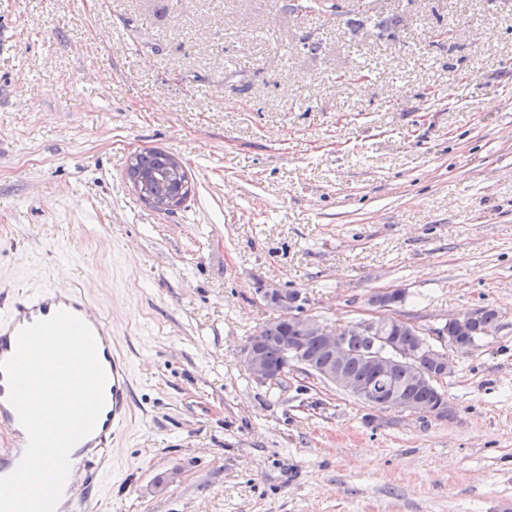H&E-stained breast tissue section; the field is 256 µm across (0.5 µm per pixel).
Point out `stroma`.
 Segmentation results:
<instances>
[{"label": "stroma", "mask_w": 512, "mask_h": 512, "mask_svg": "<svg viewBox=\"0 0 512 512\" xmlns=\"http://www.w3.org/2000/svg\"><path fill=\"white\" fill-rule=\"evenodd\" d=\"M286 2L0 0V293L81 287L134 369L96 512H512V0H360L390 39ZM144 149L184 165L173 212ZM263 288L336 327L402 289L451 416L257 385ZM133 167L146 180L144 195H139L148 206L157 210L165 200L170 198L177 189V185L169 173L172 172L173 155L162 150L148 149L135 153L132 158ZM480 309L481 307L475 308L464 316L455 319H457L461 326L474 323L479 317ZM497 319L498 311L495 308L491 306H483L481 309L479 325L469 326L466 330H461L455 325L446 322L443 328L445 329L450 341L457 343L459 348L469 349L476 345V341L480 337L488 334L486 331H490L495 326Z\"/></svg>", "instance_id": "1"}]
</instances>
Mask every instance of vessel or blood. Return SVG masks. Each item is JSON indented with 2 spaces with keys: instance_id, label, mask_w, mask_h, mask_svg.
Returning a JSON list of instances; mask_svg holds the SVG:
<instances>
[{
  "instance_id": "1",
  "label": "vessel or blood",
  "mask_w": 512,
  "mask_h": 512,
  "mask_svg": "<svg viewBox=\"0 0 512 512\" xmlns=\"http://www.w3.org/2000/svg\"><path fill=\"white\" fill-rule=\"evenodd\" d=\"M61 309L81 318L92 330L99 360L107 374L104 407L93 432L71 451L80 466L68 476L56 510L87 512V487L99 481L104 471L103 463L111 454L113 440L123 433L128 424L133 400L131 363L118 347L112 334L111 320L94 311L87 297L78 289H61L48 284L31 295L0 296V362L13 355L17 334L22 328ZM8 393L5 375L0 372V427L7 429L10 435L8 450L0 453V476L15 470L27 443L26 432L15 408L8 401Z\"/></svg>"
}]
</instances>
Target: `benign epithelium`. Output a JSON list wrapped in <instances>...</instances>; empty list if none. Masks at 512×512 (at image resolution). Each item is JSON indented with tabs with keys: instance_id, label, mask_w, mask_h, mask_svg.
Listing matches in <instances>:
<instances>
[{
	"instance_id": "obj_1",
	"label": "benign epithelium",
	"mask_w": 512,
	"mask_h": 512,
	"mask_svg": "<svg viewBox=\"0 0 512 512\" xmlns=\"http://www.w3.org/2000/svg\"><path fill=\"white\" fill-rule=\"evenodd\" d=\"M262 300L278 312V319L285 324L292 325L301 322L306 331L321 339L323 351L327 362L318 370V375L354 397L364 405L378 410L394 409L407 412L413 416L431 417L436 420L447 418V408L441 404H430L422 409L418 408L407 396L399 393L391 394L387 401L381 403L376 400L375 382L365 383L349 374L347 363L350 352L346 346L348 336H372L371 349L364 357L365 363L383 375L388 372L396 360L412 362L419 355L417 351H402L389 336H376L374 332L379 323H393L400 327L410 328L413 335H420L419 329L412 323L401 318L394 310L400 302L401 291L393 289L385 292L382 312L358 319L343 328H333L321 318L308 314L300 303V298L289 299L285 292L277 288L261 289ZM291 356L281 366H273L266 359V340L261 331L250 338L241 350V360L251 379L260 386H271L282 380L291 369L306 370L310 362L305 354L304 347L292 345L289 347Z\"/></svg>"
}]
</instances>
